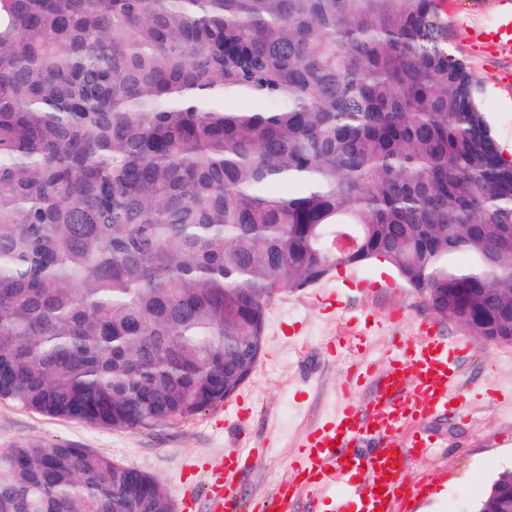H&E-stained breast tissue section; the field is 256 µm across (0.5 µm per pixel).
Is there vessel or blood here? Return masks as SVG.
Masks as SVG:
<instances>
[{
  "mask_svg": "<svg viewBox=\"0 0 512 512\" xmlns=\"http://www.w3.org/2000/svg\"><path fill=\"white\" fill-rule=\"evenodd\" d=\"M456 345L421 324L415 337H394L384 353L386 369L365 405L352 394L358 383L347 379L336 413L311 430L289 475L257 507V512H293L300 497L312 508L329 512H408L413 486L403 462L434 448L430 437L407 429L436 413L463 411L455 388L459 382ZM248 453L227 452L212 470L209 512H245L237 495L224 486L226 477L246 468Z\"/></svg>",
  "mask_w": 512,
  "mask_h": 512,
  "instance_id": "vessel-or-blood-1",
  "label": "vessel or blood"
}]
</instances>
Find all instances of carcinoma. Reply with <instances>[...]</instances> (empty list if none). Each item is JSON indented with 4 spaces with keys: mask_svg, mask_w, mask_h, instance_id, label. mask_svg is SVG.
I'll list each match as a JSON object with an SVG mask.
<instances>
[{
    "mask_svg": "<svg viewBox=\"0 0 512 512\" xmlns=\"http://www.w3.org/2000/svg\"><path fill=\"white\" fill-rule=\"evenodd\" d=\"M478 95L446 0H0V403L192 417L236 394L279 292L373 260L512 336V160ZM470 508L512 512V471ZM0 512L171 507L20 438Z\"/></svg>",
    "mask_w": 512,
    "mask_h": 512,
    "instance_id": "carcinoma-1",
    "label": "carcinoma"
}]
</instances>
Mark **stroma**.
Here are the masks:
<instances>
[{"label":"stroma","mask_w":512,"mask_h":512,"mask_svg":"<svg viewBox=\"0 0 512 512\" xmlns=\"http://www.w3.org/2000/svg\"><path fill=\"white\" fill-rule=\"evenodd\" d=\"M498 0H448L449 43L469 64L481 87L482 109L499 144H512V43L485 49L480 34L500 19ZM379 322L355 351L330 354L336 337ZM463 343L460 380L470 404L467 417L432 416L418 428L439 439L438 448L408 462L404 474L417 483L435 472L414 512H465L484 487L512 467V345L470 336L451 319L426 309L383 262L349 266L271 302L260 356L238 390L245 411L227 415L216 406L191 419L165 421L146 431H112L75 420L48 418L0 404V448L18 439L59 441L107 456L159 480L171 503L185 493L203 494L202 479L186 481L190 464H218L244 443L257 451L235 482L245 502L267 497L288 472L303 435L339 403L338 386L352 365L369 362L372 374L385 363L379 353L395 336H411L420 323Z\"/></svg>","instance_id":"1"}]
</instances>
